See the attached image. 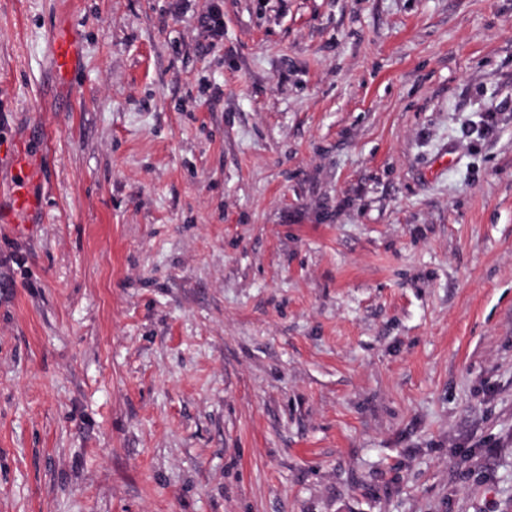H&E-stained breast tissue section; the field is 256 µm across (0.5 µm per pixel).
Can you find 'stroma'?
Returning <instances> with one entry per match:
<instances>
[{
  "label": "stroma",
  "mask_w": 512,
  "mask_h": 512,
  "mask_svg": "<svg viewBox=\"0 0 512 512\" xmlns=\"http://www.w3.org/2000/svg\"><path fill=\"white\" fill-rule=\"evenodd\" d=\"M208 5L0 0V512H512V0ZM54 39V36L51 35ZM55 65L60 76L69 79L75 65V41L69 36L58 35L52 44ZM16 190L13 195L12 213H23L38 205L39 200L31 191L28 179L31 176L27 157H18L14 160Z\"/></svg>",
  "instance_id": "1"
}]
</instances>
